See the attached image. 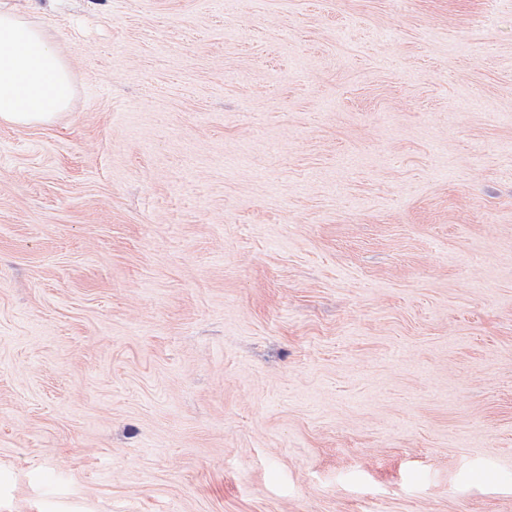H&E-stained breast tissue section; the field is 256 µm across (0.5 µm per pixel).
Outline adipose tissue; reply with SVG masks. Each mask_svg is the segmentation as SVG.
<instances>
[{"instance_id":"ef3b65f1","label":"adipose tissue","mask_w":512,"mask_h":512,"mask_svg":"<svg viewBox=\"0 0 512 512\" xmlns=\"http://www.w3.org/2000/svg\"><path fill=\"white\" fill-rule=\"evenodd\" d=\"M72 94L59 48L10 11H0V123L25 127L51 121Z\"/></svg>"}]
</instances>
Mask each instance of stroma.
Here are the masks:
<instances>
[{"label": "stroma", "instance_id": "obj_1", "mask_svg": "<svg viewBox=\"0 0 512 512\" xmlns=\"http://www.w3.org/2000/svg\"><path fill=\"white\" fill-rule=\"evenodd\" d=\"M0 512H512V0H0ZM70 67L59 48L8 10L0 11V123L50 122L70 102Z\"/></svg>", "mask_w": 512, "mask_h": 512}]
</instances>
